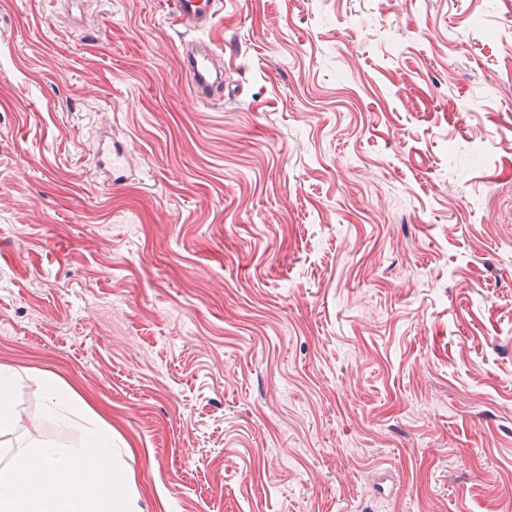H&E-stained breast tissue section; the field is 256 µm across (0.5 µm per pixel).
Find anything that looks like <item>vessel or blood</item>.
<instances>
[{
    "label": "vessel or blood",
    "instance_id": "obj_1",
    "mask_svg": "<svg viewBox=\"0 0 512 512\" xmlns=\"http://www.w3.org/2000/svg\"><path fill=\"white\" fill-rule=\"evenodd\" d=\"M217 17L216 0H170L171 25L196 31L211 30ZM181 68L196 101L206 102L224 89V61L212 42L205 41L183 48Z\"/></svg>",
    "mask_w": 512,
    "mask_h": 512
}]
</instances>
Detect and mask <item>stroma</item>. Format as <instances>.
<instances>
[{
	"instance_id": "obj_1",
	"label": "stroma",
	"mask_w": 512,
	"mask_h": 512,
	"mask_svg": "<svg viewBox=\"0 0 512 512\" xmlns=\"http://www.w3.org/2000/svg\"><path fill=\"white\" fill-rule=\"evenodd\" d=\"M0 0V371L141 512H512V0ZM126 145L108 184L94 144ZM169 20L181 29L209 31L216 23L217 1L215 0H171ZM181 68L196 101L206 102L223 92L224 61L217 55L211 41L183 47Z\"/></svg>"
}]
</instances>
